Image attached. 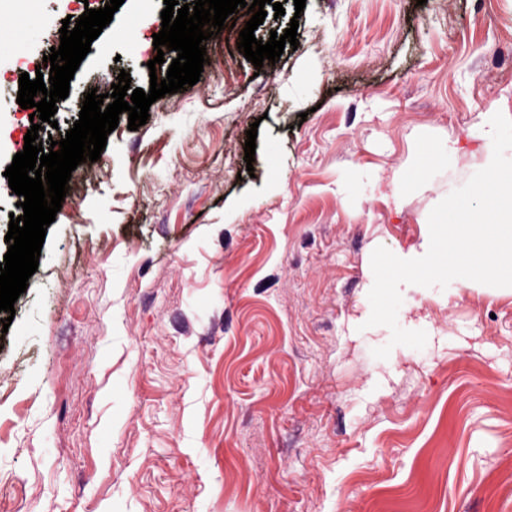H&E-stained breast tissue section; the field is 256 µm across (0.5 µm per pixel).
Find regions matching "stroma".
I'll return each mask as SVG.
<instances>
[{
  "instance_id": "1",
  "label": "stroma",
  "mask_w": 512,
  "mask_h": 512,
  "mask_svg": "<svg viewBox=\"0 0 512 512\" xmlns=\"http://www.w3.org/2000/svg\"><path fill=\"white\" fill-rule=\"evenodd\" d=\"M106 0H0L4 172L31 127L19 76ZM297 49L254 68L246 13L199 82L127 114L71 174L0 332V503L21 512H512V287L401 286L366 327L371 254L409 252L512 118V0H281ZM163 0H124L40 142L119 72L149 89ZM256 126L254 164L244 160ZM455 152H447L448 143ZM404 173L394 184V172ZM38 404H31V397Z\"/></svg>"
}]
</instances>
